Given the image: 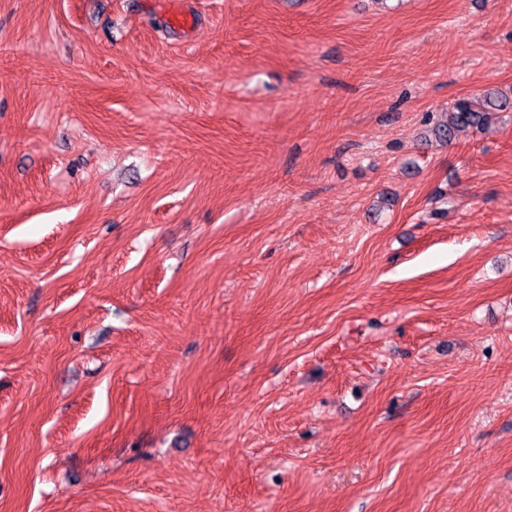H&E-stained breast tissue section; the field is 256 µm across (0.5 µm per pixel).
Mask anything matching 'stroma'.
I'll use <instances>...</instances> for the list:
<instances>
[{
	"mask_svg": "<svg viewBox=\"0 0 512 512\" xmlns=\"http://www.w3.org/2000/svg\"><path fill=\"white\" fill-rule=\"evenodd\" d=\"M489 89L512 0H0V512H512ZM512 107V96L486 90L471 97L454 101L443 115L445 119L433 125L436 138L445 142L453 139L458 131L465 128H481L490 119V112H506Z\"/></svg>",
	"mask_w": 512,
	"mask_h": 512,
	"instance_id": "obj_1",
	"label": "stroma"
}]
</instances>
